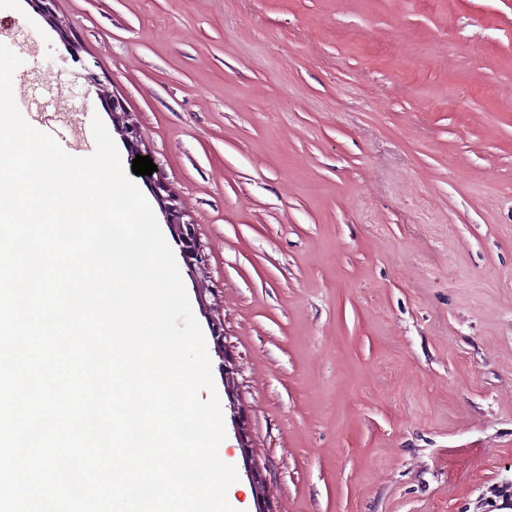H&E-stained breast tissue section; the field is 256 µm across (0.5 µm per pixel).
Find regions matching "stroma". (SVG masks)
I'll list each match as a JSON object with an SVG mask.
<instances>
[{"mask_svg":"<svg viewBox=\"0 0 512 512\" xmlns=\"http://www.w3.org/2000/svg\"><path fill=\"white\" fill-rule=\"evenodd\" d=\"M56 9L197 226L275 512H501L512 0ZM0 17L73 69L27 0Z\"/></svg>","mask_w":512,"mask_h":512,"instance_id":"35a3bbf8","label":"stroma"}]
</instances>
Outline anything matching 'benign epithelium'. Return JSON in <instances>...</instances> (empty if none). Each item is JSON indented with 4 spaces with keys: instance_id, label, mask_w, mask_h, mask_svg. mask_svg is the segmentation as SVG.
Segmentation results:
<instances>
[{
    "instance_id": "benign-epithelium-1",
    "label": "benign epithelium",
    "mask_w": 512,
    "mask_h": 512,
    "mask_svg": "<svg viewBox=\"0 0 512 512\" xmlns=\"http://www.w3.org/2000/svg\"><path fill=\"white\" fill-rule=\"evenodd\" d=\"M56 2L57 0H28L29 5L44 18L64 43L73 63L79 65V70L55 73L49 69H43L38 60H33V66L22 73V79L31 90L25 103L26 110L34 120L44 125L50 124L56 111L55 90L65 88L68 91L70 109L76 113L77 121L83 125L87 116L84 88L93 86L105 104L113 133L119 136L130 156L136 157L142 153L143 146L136 114L128 109L123 98L109 91L107 85L83 62L80 55L81 45L73 37L66 21L56 14ZM149 189L158 203L165 223L170 228L174 242L180 248L185 263L194 269L196 274L204 273L205 254L198 241L195 224L187 219L181 200L161 179L151 180ZM204 313L216 354L222 360L224 392L228 400L230 421L238 447L242 450L246 477L253 489L255 512H273L270 505L268 480L263 470L253 462L251 440L246 430V416L235 388L234 357L224 347V320L208 309L204 310Z\"/></svg>"
}]
</instances>
